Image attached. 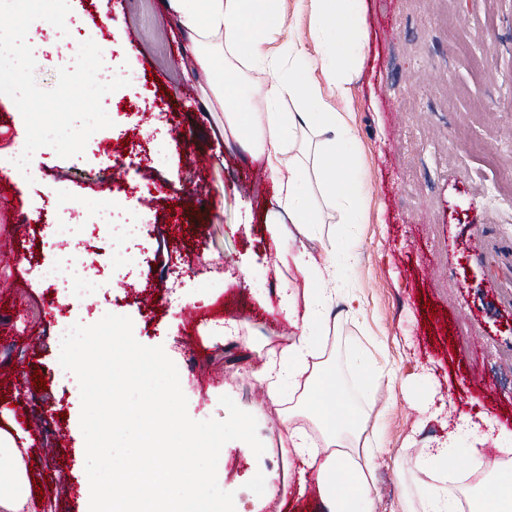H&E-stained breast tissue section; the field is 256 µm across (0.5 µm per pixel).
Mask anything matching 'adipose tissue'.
<instances>
[{"instance_id":"ef3b65f1","label":"adipose tissue","mask_w":512,"mask_h":512,"mask_svg":"<svg viewBox=\"0 0 512 512\" xmlns=\"http://www.w3.org/2000/svg\"><path fill=\"white\" fill-rule=\"evenodd\" d=\"M311 3L313 49L295 39L275 56L267 44L282 24L280 0H169L191 40L194 64L207 74L219 67L226 72L206 92L207 110L223 113L226 131L263 158L278 209L306 234L320 214L316 199L304 190L306 171L293 154V138L308 129L322 134L319 175L326 193L333 198L354 196L345 158L355 135L333 105L347 100L368 44L365 0ZM250 70L266 79L244 99L240 85ZM320 76L331 91L330 100H323L317 89ZM285 99L298 102V109L280 111L278 104ZM276 259L293 264L302 280V290L284 289L280 300L300 334L280 356L267 360L257 377L272 399H280L285 391L297 398L279 439L281 453L298 478L263 473L258 481L265 491L285 499L304 493L305 476L313 471L321 478L325 512H376L370 462L377 451L361 447L363 418L320 347L321 336L339 322L334 312L339 296L332 287L336 263L330 254L316 256L304 249H277ZM308 415L316 418L318 437H311L300 423ZM493 424L484 413L476 418L459 414L447 439L409 458L400 483L403 512H512V444L499 448L498 459L490 465L474 445L465 450L466 464L454 456L461 437L481 435L483 427ZM25 454L12 433L0 430V512H36ZM419 472L430 474V481L417 483Z\"/></svg>"}]
</instances>
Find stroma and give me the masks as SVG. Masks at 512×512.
<instances>
[{
  "label": "stroma",
  "mask_w": 512,
  "mask_h": 512,
  "mask_svg": "<svg viewBox=\"0 0 512 512\" xmlns=\"http://www.w3.org/2000/svg\"><path fill=\"white\" fill-rule=\"evenodd\" d=\"M64 8L91 40L111 45L130 84L108 94L113 125L82 155L64 159L43 147L36 180L0 182V429L17 424L30 439L39 512H84L87 481L81 397L56 374L63 299L37 276L55 259L50 224L64 197L114 199L144 214L152 247L139 267L126 266L120 241L92 238L86 252L112 267L113 314L130 317L135 339L163 346L177 366L189 416L225 418L219 398L227 395L256 418L264 454L234 440L218 459L217 481L233 493L235 512H322L314 484L284 500L256 478L288 468L279 447L288 404L272 402L255 371L298 336L278 292L302 285L275 264L271 180L255 178L258 158L225 144L223 113L205 110L209 80L185 57L187 37L168 0H64ZM280 10L269 49L297 37L312 44L309 0H281ZM103 15L111 28L101 27ZM365 19L368 57L339 106L357 133L348 165L360 215L345 223L323 195L319 138L298 135L294 152L321 219L313 235L280 245L336 261L343 319L325 337L326 352L366 438L384 448L373 460L377 512H402L400 463L448 434L421 414L425 401L449 397L455 411L488 414L496 430L512 433V0H366ZM28 37L40 43L35 81L51 89L80 40L36 23ZM25 139L19 110L0 94V167ZM121 161L128 175L117 170ZM160 184L166 195H156ZM478 232L487 240L481 250L472 245ZM223 321L235 322L238 336L219 335ZM361 358L375 376L358 374Z\"/></svg>",
  "instance_id": "stroma-1"
}]
</instances>
